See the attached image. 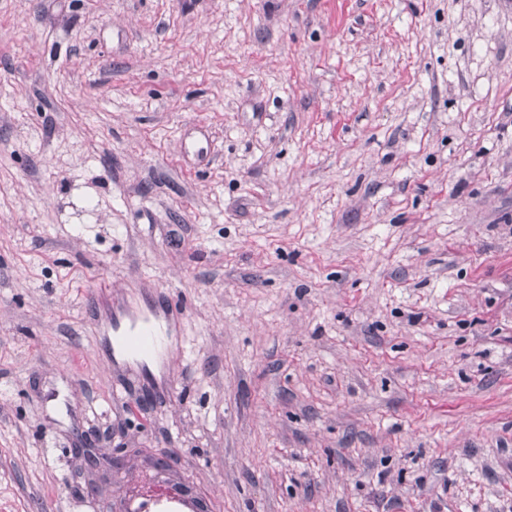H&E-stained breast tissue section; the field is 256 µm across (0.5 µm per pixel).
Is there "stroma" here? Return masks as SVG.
I'll use <instances>...</instances> for the list:
<instances>
[{
  "label": "stroma",
  "mask_w": 512,
  "mask_h": 512,
  "mask_svg": "<svg viewBox=\"0 0 512 512\" xmlns=\"http://www.w3.org/2000/svg\"><path fill=\"white\" fill-rule=\"evenodd\" d=\"M161 450L219 512H512V0H0V512ZM183 315V309L178 303L167 304L164 313V322L159 323L151 319H143L140 322H134L129 329L121 330L116 324L112 326L114 336H130L128 342L132 341L134 345L141 349L155 350L162 345L161 336H168V330L171 323H175ZM78 454L83 455L86 463V467L90 472H95V470L101 465L102 461H104L109 468H115L120 470L125 465L124 455L109 453L107 455L98 456L96 453H93L88 448H73Z\"/></svg>",
  "instance_id": "1"
}]
</instances>
